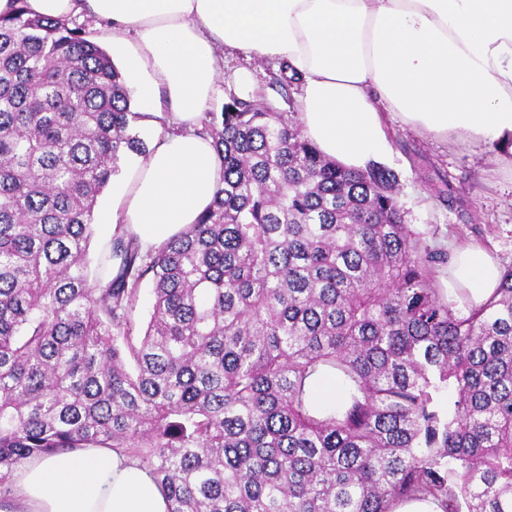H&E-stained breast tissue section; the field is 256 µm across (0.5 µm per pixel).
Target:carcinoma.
I'll return each mask as SVG.
<instances>
[{
	"instance_id": "cac0c4a2",
	"label": "carcinoma",
	"mask_w": 512,
	"mask_h": 512,
	"mask_svg": "<svg viewBox=\"0 0 512 512\" xmlns=\"http://www.w3.org/2000/svg\"><path fill=\"white\" fill-rule=\"evenodd\" d=\"M138 119L85 28L27 0L0 14V485L113 448L168 512H512V269L460 314L393 171L346 169L294 113L232 97L204 120L212 206L146 253L116 225L92 284L96 200L146 152ZM318 372L337 407L309 398ZM308 387L311 392L312 399L321 407H331L336 405V402L343 395V388L339 380L330 375H315Z\"/></svg>"
}]
</instances>
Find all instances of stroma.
Segmentation results:
<instances>
[{
	"mask_svg": "<svg viewBox=\"0 0 512 512\" xmlns=\"http://www.w3.org/2000/svg\"><path fill=\"white\" fill-rule=\"evenodd\" d=\"M278 65L237 50L224 52L221 91L207 109L221 112L230 98L272 112L299 109L298 87L282 88ZM390 151L380 163L399 176L405 222L430 246L451 250L476 244L512 268V154L472 145L461 137L440 139L387 121Z\"/></svg>",
	"mask_w": 512,
	"mask_h": 512,
	"instance_id": "1",
	"label": "stroma"
}]
</instances>
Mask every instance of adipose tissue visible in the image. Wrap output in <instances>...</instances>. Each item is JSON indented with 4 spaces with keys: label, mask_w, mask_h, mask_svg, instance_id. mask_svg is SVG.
Returning a JSON list of instances; mask_svg holds the SVG:
<instances>
[{
    "label": "adipose tissue",
    "mask_w": 512,
    "mask_h": 512,
    "mask_svg": "<svg viewBox=\"0 0 512 512\" xmlns=\"http://www.w3.org/2000/svg\"><path fill=\"white\" fill-rule=\"evenodd\" d=\"M33 13L88 17L137 81L144 126L171 128L131 166L108 224L142 249L171 239L213 203L223 178L212 140L192 131L221 76L223 48L287 62L300 79L299 120L325 156L365 167L390 146L385 118L434 136L504 149L512 143V0H27ZM501 278L492 253L455 249L448 291L484 304ZM11 512H168L138 460L77 448L13 476Z\"/></svg>",
    "instance_id": "adipose-tissue-1"
}]
</instances>
